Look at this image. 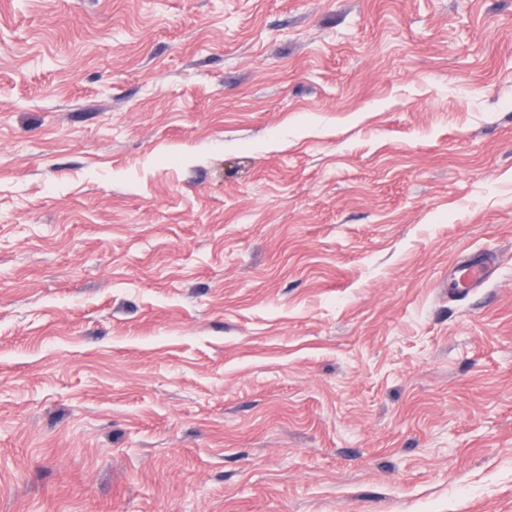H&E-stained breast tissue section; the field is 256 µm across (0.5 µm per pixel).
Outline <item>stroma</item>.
Wrapping results in <instances>:
<instances>
[{
	"label": "stroma",
	"instance_id": "35a3bbf8",
	"mask_svg": "<svg viewBox=\"0 0 512 512\" xmlns=\"http://www.w3.org/2000/svg\"><path fill=\"white\" fill-rule=\"evenodd\" d=\"M0 512H512V0H0ZM494 264L490 254H476L468 258L454 270L458 288H476L482 285L488 271Z\"/></svg>",
	"mask_w": 512,
	"mask_h": 512
}]
</instances>
